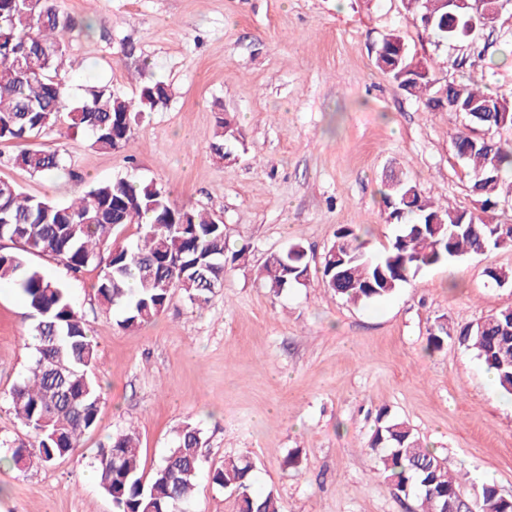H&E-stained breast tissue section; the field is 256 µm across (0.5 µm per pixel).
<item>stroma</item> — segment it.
<instances>
[{
  "mask_svg": "<svg viewBox=\"0 0 512 512\" xmlns=\"http://www.w3.org/2000/svg\"><path fill=\"white\" fill-rule=\"evenodd\" d=\"M76 22L60 71L68 92L103 83L126 96L150 63L167 105L133 127L122 148L99 150L61 124L0 142V179L66 202L98 182L157 183L179 207L222 217L230 250L224 286L204 308L174 295L151 323L121 329L98 299V271L72 275L60 260L31 256L62 283L97 344L102 400L94 430L53 465L0 463V512H112L93 478L100 443L135 426L145 473L161 463L184 422L202 431L205 466L229 456L255 465L256 491H275L281 512H419L397 497L364 449L380 408L407 422L461 477L471 501L481 486L512 497V397L486 383L473 352L451 341L426 348L437 318L463 326L512 306V248L421 270L388 298L354 306L321 285V259L342 227L360 230L372 255L397 234L385 220L381 178L403 169L421 193L478 211L468 169L454 150L464 115L432 112L375 65L382 37L399 34L438 84L512 89V0L476 43L435 44L402 0H57ZM235 114L244 143L231 158L210 147L219 113ZM26 148L61 149L50 179L12 163ZM302 245L309 280L270 293L256 270ZM30 310L0 285V440L32 445L10 390L35 355Z\"/></svg>",
  "mask_w": 512,
  "mask_h": 512,
  "instance_id": "stroma-1",
  "label": "stroma"
}]
</instances>
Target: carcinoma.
Segmentation results:
<instances>
[{
	"label": "carcinoma",
	"instance_id": "obj_1",
	"mask_svg": "<svg viewBox=\"0 0 512 512\" xmlns=\"http://www.w3.org/2000/svg\"><path fill=\"white\" fill-rule=\"evenodd\" d=\"M435 43L475 39L485 25L469 6L448 7L446 0H402ZM55 0H0V141L36 136L62 122L88 133L91 146L114 150L125 145L133 123L146 111L165 105L168 86L140 72L137 96L129 98L107 85H86L70 99L57 79L72 28ZM377 67L397 87L438 111L439 92L431 67L411 55L396 33L384 36L375 54ZM446 99L469 104L485 114L473 125L488 132L490 146L471 151L469 192L482 212L495 210L512 198V144L494 133L512 128V90L485 92L469 83L445 85ZM243 142L236 117H217L211 149L224 158L228 147ZM14 163L31 175L52 178L66 167L65 154L25 149ZM386 222L399 227L385 254L374 257L352 227H343L326 250L322 284L336 296L361 304L393 295L423 268L451 258L512 247V224H490L473 212L450 209L422 196L401 170L383 180ZM135 224L134 240L116 243L112 232ZM17 245L0 252V281L18 289L30 309L29 333L35 357L10 399L15 417L33 433L34 448L11 449L16 465H50L69 455L81 437L95 428L102 399L93 376L96 344L67 288L47 278L28 260L30 254L53 256L77 275L91 265L99 268L96 288L101 302L119 307L118 325L136 330L157 318L172 296L182 294L194 306H206L224 286L226 237L224 223L208 212L177 207L163 187L125 177L102 182L67 203L27 195L0 180V240ZM308 262L303 247L271 255L260 270L267 287L279 293L301 285ZM454 340L472 351L496 375L499 389L512 395V307L459 329L435 320L428 348L440 349ZM202 432L186 422L177 431L163 462L147 476L140 468L136 430L129 428L100 445L95 470L102 489L117 512H187L202 472ZM379 471L397 493L414 496L420 512H460V483L444 460L404 421L379 409L376 427L365 446ZM212 483L234 496L236 512H280L277 494L253 490L254 466L246 458H229L209 471ZM470 512H512V498L485 484Z\"/></svg>",
	"mask_w": 512,
	"mask_h": 512
}]
</instances>
